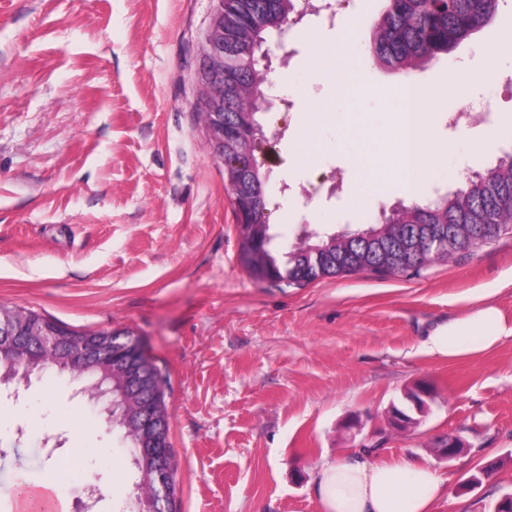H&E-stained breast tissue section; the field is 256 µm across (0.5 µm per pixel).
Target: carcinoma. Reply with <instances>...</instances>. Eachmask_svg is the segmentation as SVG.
<instances>
[{
	"mask_svg": "<svg viewBox=\"0 0 512 512\" xmlns=\"http://www.w3.org/2000/svg\"><path fill=\"white\" fill-rule=\"evenodd\" d=\"M294 0H224V115L228 131L239 136L250 134L249 122L256 120L243 105V95L264 99L267 75L257 68V53L267 36L279 32L295 14ZM499 9V0H387L377 20L371 49L376 60L401 74L435 63L452 52L489 22ZM224 178L246 172L242 190L262 194L270 202L272 193L263 171L264 164L241 144L224 152ZM392 224L381 228L370 224L365 229L349 227L340 232H315L300 247L280 260L271 248L268 216L258 214L253 225L263 227L242 235L241 261L251 276L261 282L304 285L319 279L359 272L396 276L417 271L447 254L454 259L472 254L474 248L492 241L512 223V160H502L484 174L468 179V186L455 193L438 194L420 203L401 206L387 216ZM430 224L443 232L452 247L436 243L415 250L403 248L405 240L421 226ZM8 319L19 327L43 324L69 336H110L112 341L132 350L140 338L130 330H78L54 319L15 305L0 304V320ZM38 374L65 375L82 387L102 382L112 389V431L125 445L137 481L148 476L139 459L136 438L118 423L124 412L120 402L122 381L107 378L96 367L80 362L59 363L57 355L39 354ZM154 380V400L166 412V381L155 363H150Z\"/></svg>",
	"mask_w": 512,
	"mask_h": 512,
	"instance_id": "carcinoma-1",
	"label": "carcinoma"
}]
</instances>
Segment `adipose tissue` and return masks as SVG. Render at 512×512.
Returning <instances> with one entry per match:
<instances>
[{
    "label": "adipose tissue",
    "instance_id": "obj_1",
    "mask_svg": "<svg viewBox=\"0 0 512 512\" xmlns=\"http://www.w3.org/2000/svg\"><path fill=\"white\" fill-rule=\"evenodd\" d=\"M512 337V323L485 300L468 315L436 326L425 340L429 352L448 359L490 350ZM447 485L428 462L408 456L377 459L360 452L323 462L314 474L321 512H435ZM48 497L55 512H68L56 480L31 481L18 475L11 498L14 512H31Z\"/></svg>",
    "mask_w": 512,
    "mask_h": 512
}]
</instances>
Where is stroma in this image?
I'll use <instances>...</instances> for the list:
<instances>
[{"label":"stroma","mask_w":512,"mask_h":512,"mask_svg":"<svg viewBox=\"0 0 512 512\" xmlns=\"http://www.w3.org/2000/svg\"><path fill=\"white\" fill-rule=\"evenodd\" d=\"M384 0H339L341 19L371 30ZM213 0H0V302L84 329H131L168 377L177 512H319L315 468L374 447L449 479L437 512H491L512 492V338L474 358L429 355L437 324L489 297L512 322V230L461 261L400 276L364 272L303 286L259 282L216 157L193 107L196 48ZM306 15L292 39L271 36L269 83L295 91L263 112L260 152L271 189L316 191L318 208H271L282 254L303 232L381 223L406 196L349 197L354 173L336 151L335 106L307 80L310 37L330 50L343 29ZM503 40L495 20L449 60L415 71L448 79L449 62ZM476 56V55H475ZM322 107L314 143L294 125ZM512 154V128L460 144L427 174L420 200L464 188ZM434 395L416 425L387 424L416 386ZM465 450L437 460L438 436ZM496 469L464 493L479 467ZM60 477L79 512L97 475V512L134 497L126 455L67 383L33 382L0 423V484L17 473Z\"/></svg>","instance_id":"35a3bbf8"}]
</instances>
